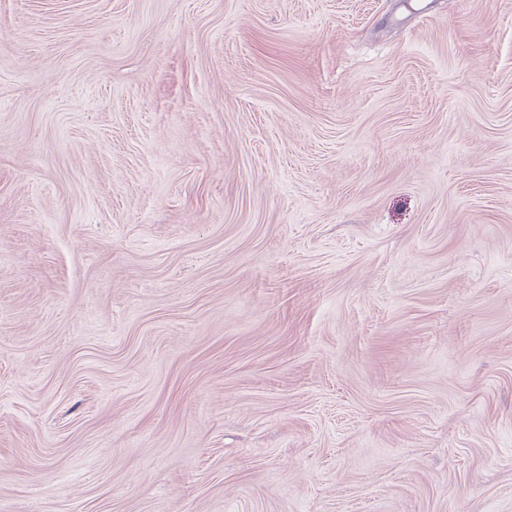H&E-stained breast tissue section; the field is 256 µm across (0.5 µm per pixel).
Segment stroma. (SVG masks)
I'll use <instances>...</instances> for the list:
<instances>
[{"mask_svg": "<svg viewBox=\"0 0 512 512\" xmlns=\"http://www.w3.org/2000/svg\"><path fill=\"white\" fill-rule=\"evenodd\" d=\"M0 512H512V0H0Z\"/></svg>", "mask_w": 512, "mask_h": 512, "instance_id": "obj_1", "label": "stroma"}]
</instances>
